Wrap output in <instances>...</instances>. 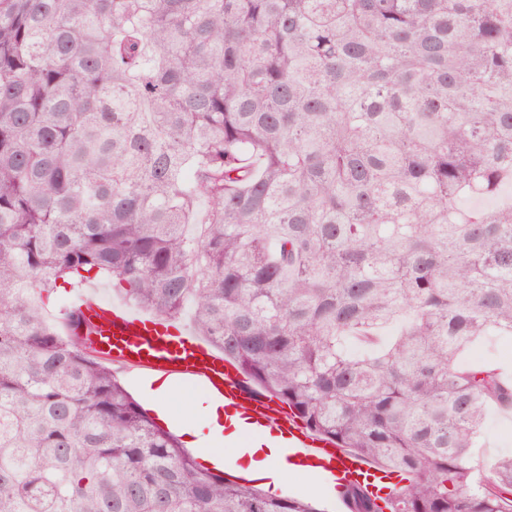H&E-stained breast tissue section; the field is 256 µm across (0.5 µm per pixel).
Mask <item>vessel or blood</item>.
<instances>
[{
    "instance_id": "obj_1",
    "label": "vessel or blood",
    "mask_w": 512,
    "mask_h": 512,
    "mask_svg": "<svg viewBox=\"0 0 512 512\" xmlns=\"http://www.w3.org/2000/svg\"><path fill=\"white\" fill-rule=\"evenodd\" d=\"M72 305L90 324L86 344L98 357L126 369L201 380L223 397L225 409L244 411L254 431L286 436L289 455L305 457L340 493L353 485L372 489L376 467L310 434L276 399L252 393L238 367L200 337L89 293L78 294Z\"/></svg>"
}]
</instances>
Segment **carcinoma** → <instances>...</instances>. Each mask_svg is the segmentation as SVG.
I'll use <instances>...</instances> for the list:
<instances>
[{"mask_svg":"<svg viewBox=\"0 0 512 512\" xmlns=\"http://www.w3.org/2000/svg\"><path fill=\"white\" fill-rule=\"evenodd\" d=\"M512 0H0V512H317L203 467L56 325L107 277L401 477L512 512ZM396 331L383 335L388 328ZM482 351L483 356H477ZM494 361L512 369V336H484L472 345L460 358L463 364ZM480 440L482 448H476L473 456V465L477 469H481L497 456L512 454V410L506 413L491 409Z\"/></svg>","mask_w":512,"mask_h":512,"instance_id":"obj_1","label":"carcinoma"}]
</instances>
